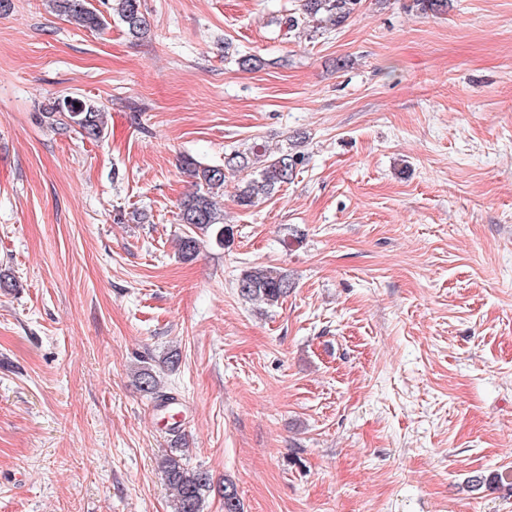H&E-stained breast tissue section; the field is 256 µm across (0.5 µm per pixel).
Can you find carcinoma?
<instances>
[{"label":"carcinoma","instance_id":"obj_1","mask_svg":"<svg viewBox=\"0 0 512 512\" xmlns=\"http://www.w3.org/2000/svg\"><path fill=\"white\" fill-rule=\"evenodd\" d=\"M56 11L68 16L79 26L100 31L107 26L104 17L92 7L89 0H51ZM360 0H300V8L290 13L285 21L288 31L323 33L343 26L356 11ZM423 14H438L448 10V0H413ZM112 13L123 24L127 34L142 38L150 32V21L143 10L142 0H112ZM51 125L78 128V132L91 141L103 137V113L92 101L78 97L56 98L42 113ZM299 143L289 150L270 152L262 145L224 156V165H203L184 159L181 169L192 179L195 190L181 201L180 221L187 225L188 233L180 238L179 253L185 260L194 258L200 244L211 242L224 245L226 229L224 210L218 198L224 195L226 172H246L235 195L236 202L251 208L271 196L281 185L292 180L296 169L305 162ZM293 282L288 273L270 266L250 267L237 280L238 294L245 300L268 306L279 304L288 296ZM138 387L159 402L172 397L163 391L159 373L151 366H138L133 371ZM166 484L173 492L172 512H203V502L211 488L208 472L188 467L181 449L174 446L160 462ZM224 512H241L237 489L231 483L224 485Z\"/></svg>","mask_w":512,"mask_h":512}]
</instances>
